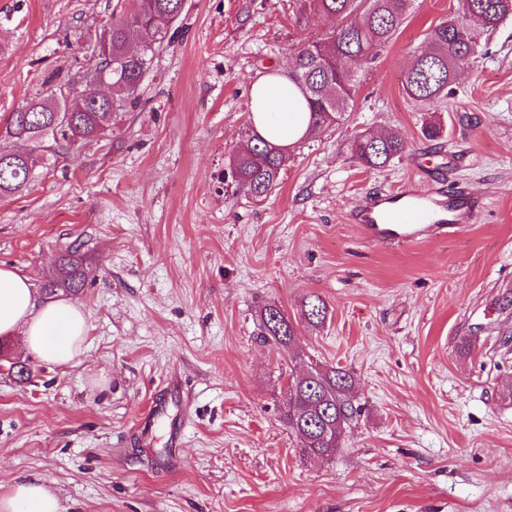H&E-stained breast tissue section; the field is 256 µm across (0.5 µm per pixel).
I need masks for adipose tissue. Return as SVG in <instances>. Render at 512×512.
Masks as SVG:
<instances>
[{
  "label": "adipose tissue",
  "mask_w": 512,
  "mask_h": 512,
  "mask_svg": "<svg viewBox=\"0 0 512 512\" xmlns=\"http://www.w3.org/2000/svg\"><path fill=\"white\" fill-rule=\"evenodd\" d=\"M251 121L272 144L289 146L307 131L308 115L299 90L283 72L252 85ZM87 321L70 299L40 298L27 277L0 268V335L20 337L26 352L56 365L75 362L83 353ZM57 497L41 481H20L0 494V512H59Z\"/></svg>",
  "instance_id": "obj_1"
}]
</instances>
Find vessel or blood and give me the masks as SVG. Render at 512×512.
<instances>
[{"label": "vessel or blood", "mask_w": 512, "mask_h": 512, "mask_svg": "<svg viewBox=\"0 0 512 512\" xmlns=\"http://www.w3.org/2000/svg\"><path fill=\"white\" fill-rule=\"evenodd\" d=\"M445 177L431 176L429 185L407 183L391 192L366 193L351 215L362 239L369 244H411L420 239L455 235L473 223L482 204L467 192L447 191ZM169 405L157 400L150 407L143 436L157 423H167L171 440H179L182 422L169 419Z\"/></svg>", "instance_id": "1"}]
</instances>
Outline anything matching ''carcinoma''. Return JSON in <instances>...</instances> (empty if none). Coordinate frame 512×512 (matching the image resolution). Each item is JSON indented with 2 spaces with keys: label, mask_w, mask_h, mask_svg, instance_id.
I'll return each mask as SVG.
<instances>
[{
  "label": "carcinoma",
  "mask_w": 512,
  "mask_h": 512,
  "mask_svg": "<svg viewBox=\"0 0 512 512\" xmlns=\"http://www.w3.org/2000/svg\"><path fill=\"white\" fill-rule=\"evenodd\" d=\"M415 0H311L317 13L336 19V28L309 41L297 53L288 79L299 90L307 112V135L336 122L348 111L358 86V68L379 58L408 18ZM462 16L442 20L427 37V44L414 55L404 82L406 95L414 103L431 104L455 94L457 70L483 54L480 32L496 30L512 15V0H460ZM184 9V0H132V6L112 16L106 25L110 33L109 52L96 58L92 77H105L112 84L108 97L91 98L71 113L65 128L55 124L56 110L65 100L55 97L63 86L11 113L5 135L14 142L11 149L0 147V196L23 193L33 178L36 150L48 140L71 143L96 137L112 129L118 112L135 108L137 91L152 60L155 48L163 44ZM247 144L232 152L224 183L263 199L277 185L288 161L285 149L274 146L252 127L245 131ZM408 150L399 133L357 135L351 143L353 157L368 169H380ZM86 273L78 252L60 256L55 273L44 283L45 290L76 292L84 287ZM328 307L317 294L305 298L301 318L316 328L325 323ZM260 340L287 346L296 336L294 322L283 309L266 304L259 309ZM353 375L342 367L310 365L288 372V400L283 424L300 440L308 456L325 457L342 444L345 425L356 418Z\"/></svg>",
  "instance_id": "obj_1"
}]
</instances>
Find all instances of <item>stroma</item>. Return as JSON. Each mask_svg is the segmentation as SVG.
Instances as JSON below:
<instances>
[{"label":"stroma","mask_w":512,"mask_h":512,"mask_svg":"<svg viewBox=\"0 0 512 512\" xmlns=\"http://www.w3.org/2000/svg\"><path fill=\"white\" fill-rule=\"evenodd\" d=\"M129 2L0 0V130L50 83L88 87V50ZM458 7L418 0L361 68L352 111L290 146L257 201L223 182L250 86L335 22L306 0H185L137 108L0 198V265L38 289L78 248L87 279L73 299L88 325L66 366L7 338L0 493L37 478L60 512H512V310L497 305L512 293V19L482 34L486 54L452 98L421 107L403 86ZM394 131L402 157L377 170L353 158L355 135ZM435 170L484 205L458 235L372 245L348 223L365 192ZM312 293L329 309L319 328L300 320ZM266 303L295 320L290 346L260 341ZM294 360L355 377L362 412L332 456L305 455L280 419ZM174 374L181 439L158 431L140 447L141 415Z\"/></svg>","instance_id":"35a3bbf8"}]
</instances>
